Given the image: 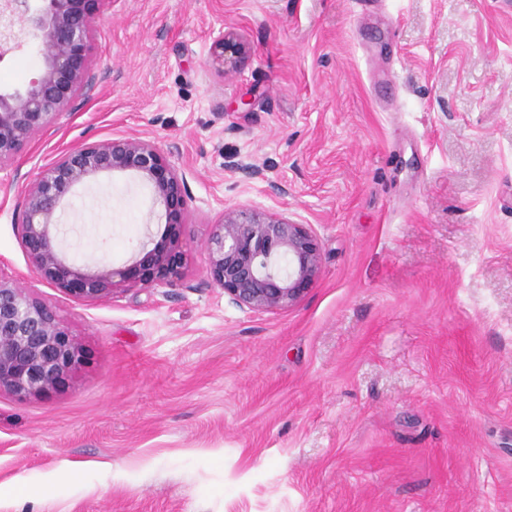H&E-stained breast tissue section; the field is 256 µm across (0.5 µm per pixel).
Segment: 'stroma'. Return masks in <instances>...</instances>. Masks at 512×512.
Wrapping results in <instances>:
<instances>
[{"label": "stroma", "instance_id": "obj_1", "mask_svg": "<svg viewBox=\"0 0 512 512\" xmlns=\"http://www.w3.org/2000/svg\"><path fill=\"white\" fill-rule=\"evenodd\" d=\"M222 30L249 46L229 75ZM39 49L20 34L0 88ZM91 57L92 98L0 170V276L86 355L49 394L0 391V512H512V0H105ZM122 135L186 175L185 281L88 302L14 226L61 153ZM231 207L316 235L295 306L209 284ZM64 221L92 268L165 228L127 173Z\"/></svg>", "mask_w": 512, "mask_h": 512}]
</instances>
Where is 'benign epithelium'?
<instances>
[{"mask_svg": "<svg viewBox=\"0 0 512 512\" xmlns=\"http://www.w3.org/2000/svg\"><path fill=\"white\" fill-rule=\"evenodd\" d=\"M102 0H0V55L10 50L13 28L40 33L41 69L25 86L0 90V169L15 163L30 139L94 91L90 35ZM245 45L221 32L213 60L236 66ZM131 173L149 183L163 207L160 240L145 234L125 267L97 270L70 261L59 247V218L66 197L101 175ZM187 181L167 153L139 136H119L62 153L24 189L22 219L15 225L39 276L85 301L109 298L119 289L151 288L182 281L181 232L186 224ZM208 282L229 301L252 311L295 305L317 280L321 251L307 224L275 214L230 208L211 225L204 244ZM84 352L60 324L53 308L17 282L0 277V391L20 400L51 393L81 365Z\"/></svg>", "mask_w": 512, "mask_h": 512, "instance_id": "1", "label": "benign epithelium"}]
</instances>
